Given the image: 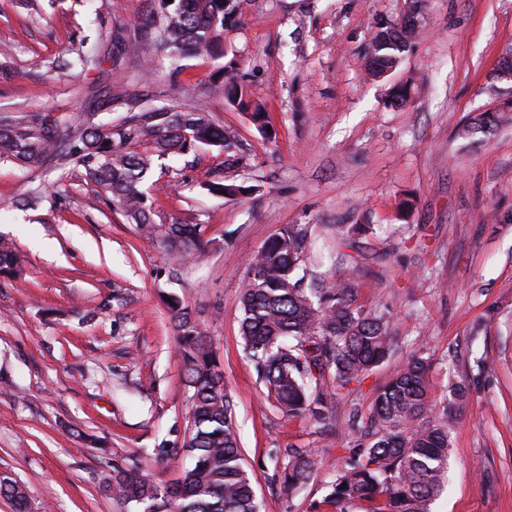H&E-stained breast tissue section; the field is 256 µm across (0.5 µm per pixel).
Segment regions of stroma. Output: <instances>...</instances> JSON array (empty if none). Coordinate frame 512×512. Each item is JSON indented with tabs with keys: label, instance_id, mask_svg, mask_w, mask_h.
I'll use <instances>...</instances> for the list:
<instances>
[{
	"label": "stroma",
	"instance_id": "obj_1",
	"mask_svg": "<svg viewBox=\"0 0 512 512\" xmlns=\"http://www.w3.org/2000/svg\"><path fill=\"white\" fill-rule=\"evenodd\" d=\"M224 58H190L185 103L223 125L232 154L202 146L167 158L149 193L159 224H205V261L169 265L158 240L112 211L80 170L32 175L0 163V200L44 184L34 209L0 213L22 277H0V472L25 488L29 512H127L105 491L113 467L168 482L188 457L164 466L150 448L187 433L190 392L164 295L179 296L210 336L229 393L242 463L261 512H329L322 502L355 437V414L414 352L429 357L435 400L462 385L451 431L449 487L432 512H512V122L457 135L496 106L501 57L512 48V0H423L418 35L400 68L367 76L374 34L406 0H237ZM154 0H39L29 17L0 0V109L69 115L88 90L122 88L161 100L167 61L132 58L102 74L52 72L48 63L134 33ZM102 24L89 32L88 22ZM243 75L276 133L224 100L219 67ZM412 81L409 106L388 88ZM241 158L233 167L230 157ZM258 186L243 201L208 193L226 169ZM413 208L402 214L400 203ZM286 224L311 225L307 266L337 257L336 227L370 224L354 269L357 304L384 313L391 361L337 395L328 427L284 416L268 400L240 336L245 263ZM274 448H311L321 464L288 495Z\"/></svg>",
	"mask_w": 512,
	"mask_h": 512
}]
</instances>
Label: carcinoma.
Wrapping results in <instances>:
<instances>
[{"label":"carcinoma","instance_id":"carcinoma-1","mask_svg":"<svg viewBox=\"0 0 512 512\" xmlns=\"http://www.w3.org/2000/svg\"><path fill=\"white\" fill-rule=\"evenodd\" d=\"M236 0H159V10L144 24L140 37H114L112 67L149 49L175 62L189 57H224V28L235 22ZM414 26L394 22L373 37L363 57L367 74L379 78L400 63L413 44ZM102 60L77 53L55 60L61 70L96 69ZM180 65L169 73L171 100L151 110L128 109L112 122L94 120L99 98L87 100V111L65 118L45 112L0 113V162L26 173L50 163L81 170L112 211L127 223L157 238L169 263L182 265L208 254L211 240L203 224H157L148 205L155 161L186 155L200 146L232 148L224 129L201 107L183 108ZM242 77L224 81V98L250 113L261 130L271 125L265 107L250 99ZM416 87L406 82L388 92L387 104L405 107ZM512 121V116L483 113L463 128L469 135ZM211 194L247 198L258 187L233 176L204 185ZM41 187H31L6 208H35ZM311 225L285 224L248 261L239 307L240 333L246 354L277 408L290 417L308 415L318 423L330 419L336 394L362 382L384 363L395 347L388 318L357 306V284L345 269L333 273L323 288H308L299 271L310 245ZM0 274L17 277L22 266L13 242L0 238ZM184 361L185 384L191 391L190 434L181 447L162 444L151 456L161 464L184 453L193 464L175 482H159L137 468H114L106 490L137 512H260L251 479L244 469L235 429L233 404L224 388L210 337L177 297L166 303ZM428 359L413 354L394 372L377 394L365 431L348 449L336 477L328 485L324 503L335 512H350L357 504L364 512H432L448 471V448L454 417L448 405L438 406L431 392ZM331 376L332 385L320 391ZM317 469L311 449L288 452L281 481L288 494L299 491ZM0 494L9 496L16 512H27L25 491L0 481Z\"/></svg>","mask_w":512,"mask_h":512}]
</instances>
